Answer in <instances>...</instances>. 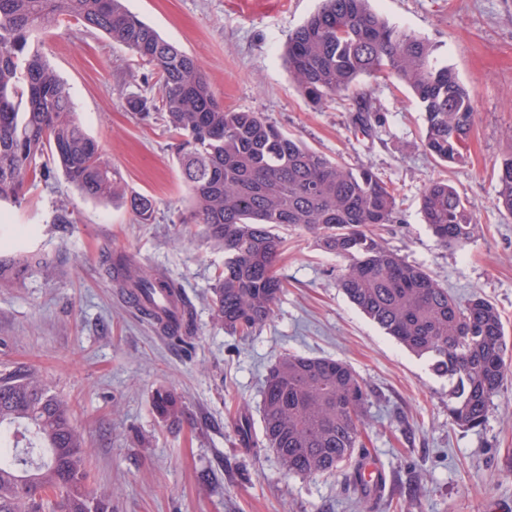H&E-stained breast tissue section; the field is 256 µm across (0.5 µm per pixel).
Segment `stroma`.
Masks as SVG:
<instances>
[{
	"label": "stroma",
	"instance_id": "35a3bbf8",
	"mask_svg": "<svg viewBox=\"0 0 512 512\" xmlns=\"http://www.w3.org/2000/svg\"><path fill=\"white\" fill-rule=\"evenodd\" d=\"M125 4L199 60L225 108L260 113L393 188L401 221L384 226V245L460 300L478 294L499 309L505 379L482 427L453 424L447 380L347 299L336 279L342 259L298 227L278 230L284 290L273 317L245 340L217 323L211 288L224 252L204 225L181 221L189 196L164 121L126 105L132 94L159 99L160 85L142 60L73 20L43 34L44 52L126 194L151 196L155 212L138 223L123 200L83 196L55 165L22 202L0 200V253H39L52 264L0 288V374L36 369L70 401L86 436L89 485L111 487L112 512H512V215L495 206L497 170L512 156V0H370L390 23L430 41L471 91L476 121L462 160L449 166L426 152L423 114L403 85L364 81L377 117L368 131L348 98L318 105L298 88L286 43L321 0ZM431 179L448 181L474 208L477 227L463 247L442 246L423 222ZM118 254L181 288L192 314L188 343L159 333L129 300L107 271ZM287 353L346 361L371 390L362 456L387 474L373 506L349 467L290 475L272 451L256 456L241 442L233 408L261 434L263 379ZM160 389L179 397V423L155 412Z\"/></svg>",
	"mask_w": 512,
	"mask_h": 512
}]
</instances>
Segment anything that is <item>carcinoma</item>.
<instances>
[{"instance_id": "obj_1", "label": "carcinoma", "mask_w": 512, "mask_h": 512, "mask_svg": "<svg viewBox=\"0 0 512 512\" xmlns=\"http://www.w3.org/2000/svg\"><path fill=\"white\" fill-rule=\"evenodd\" d=\"M65 18L101 32L151 66L162 87L155 102L134 94L128 106L148 117L164 114L191 196V217L224 250L212 288L214 318L247 338L266 322L283 288L276 266L283 239L276 226L303 227L319 247L344 260L337 281L344 294L385 333L448 379V415L460 427L482 426L505 377L502 315L489 301L461 302L426 269L382 246L377 229L401 221L394 189L371 169L332 161L267 122L257 112L224 108L196 57L159 36L124 0H0V200L23 199L25 185L47 173L52 159L83 194H124L100 144L81 125L66 82L48 61L39 34ZM288 65L297 85L320 103L347 96L362 78L406 84L425 114L423 145L439 164L462 159L475 122L470 91L450 66H439L424 38L392 25L369 0H322L288 37ZM496 205L512 215V156L498 174ZM139 221L155 205L130 196ZM425 224L445 247L474 234L473 210L444 180L421 195ZM44 257L0 256V286L9 287ZM112 272L136 298L175 285L117 255ZM370 391L346 362L285 354L262 390V440L249 420L238 433L255 452L271 449L288 474L331 475L362 447ZM154 408L176 421L177 395L158 390ZM0 512H112V491L88 487L85 435L71 404L34 371L0 377Z\"/></svg>"}]
</instances>
